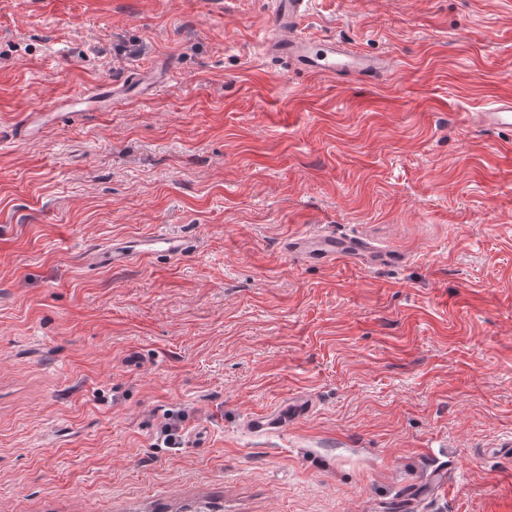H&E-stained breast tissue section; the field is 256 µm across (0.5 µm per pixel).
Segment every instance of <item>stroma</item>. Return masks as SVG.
<instances>
[{"label": "stroma", "instance_id": "stroma-1", "mask_svg": "<svg viewBox=\"0 0 512 512\" xmlns=\"http://www.w3.org/2000/svg\"><path fill=\"white\" fill-rule=\"evenodd\" d=\"M270 10L0 0V512H512V133L467 121L512 0H311L373 79L272 63ZM161 227L196 250L96 263ZM324 229L371 258L286 251ZM167 64L156 63L153 67L139 72L128 83L100 82L81 96L59 98L49 112L31 111L22 113L18 124V136L30 140L38 136L45 126L63 114H82L112 108V99L127 96L130 91L144 92L162 83L167 75ZM132 87V90H129Z\"/></svg>", "mask_w": 512, "mask_h": 512}]
</instances>
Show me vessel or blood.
Returning <instances> with one entry per match:
<instances>
[{"label":"vessel or blood","mask_w":512,"mask_h":512,"mask_svg":"<svg viewBox=\"0 0 512 512\" xmlns=\"http://www.w3.org/2000/svg\"><path fill=\"white\" fill-rule=\"evenodd\" d=\"M309 0H273L274 36L265 41L267 54L288 62L297 69L322 75L355 74L363 77L375 75L382 67L380 59L349 49L345 44L303 36L301 25L308 13ZM167 74L163 63L139 72L130 82H101L80 96L59 98L47 112L22 113L17 133L29 140L38 136L45 126L64 114H80L110 109L115 98L128 95L129 91L142 92L157 87ZM477 121L486 129H512V100L501 99L479 112ZM289 251L300 254L305 260L332 263L337 259L369 256L366 244L356 238L336 237L316 232L299 236L288 242ZM191 239L170 233H155L134 240H113L99 252V264L115 269L124 268L136 260L154 256L180 257L193 252Z\"/></svg>","instance_id":"vessel-or-blood-1"}]
</instances>
